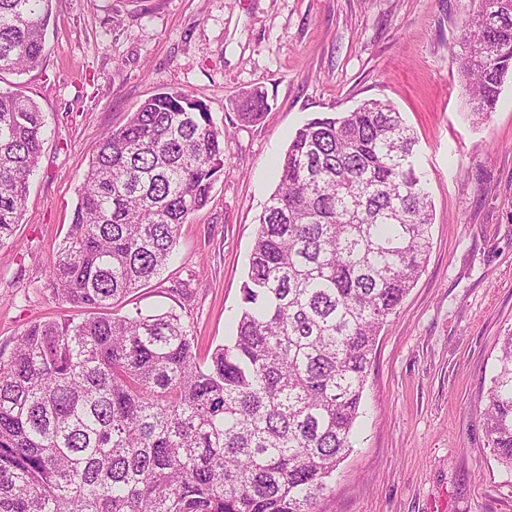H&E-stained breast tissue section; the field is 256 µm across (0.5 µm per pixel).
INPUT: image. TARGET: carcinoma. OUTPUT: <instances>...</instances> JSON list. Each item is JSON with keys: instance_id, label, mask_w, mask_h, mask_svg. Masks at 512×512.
<instances>
[{"instance_id": "carcinoma-1", "label": "carcinoma", "mask_w": 512, "mask_h": 512, "mask_svg": "<svg viewBox=\"0 0 512 512\" xmlns=\"http://www.w3.org/2000/svg\"><path fill=\"white\" fill-rule=\"evenodd\" d=\"M52 0H0V74L44 56ZM456 61L473 113L512 73V0H480ZM268 109L258 89L238 118ZM37 103L0 89V245L42 147ZM227 131L167 90L105 132L49 275L78 313L0 352V512H313L352 448L377 336L422 272L433 206L388 101L309 120L278 164L235 330L203 360L174 310L122 312L224 173ZM480 416L512 467V330Z\"/></svg>"}]
</instances>
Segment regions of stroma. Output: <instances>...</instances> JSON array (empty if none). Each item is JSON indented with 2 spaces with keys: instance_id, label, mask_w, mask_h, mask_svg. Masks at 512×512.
<instances>
[{
  "instance_id": "obj_1",
  "label": "stroma",
  "mask_w": 512,
  "mask_h": 512,
  "mask_svg": "<svg viewBox=\"0 0 512 512\" xmlns=\"http://www.w3.org/2000/svg\"><path fill=\"white\" fill-rule=\"evenodd\" d=\"M479 0H52L41 61L4 84L44 116L13 242L0 245V351L72 315L48 286L101 135L177 89L227 129L224 173L182 224L176 261L130 306L171 308L198 352L229 336L275 164L311 118L391 101L418 139L435 207L420 277L380 333L353 449L319 512H512V468L479 416L512 328V79L481 117L456 40ZM269 109L238 119L245 93Z\"/></svg>"
}]
</instances>
